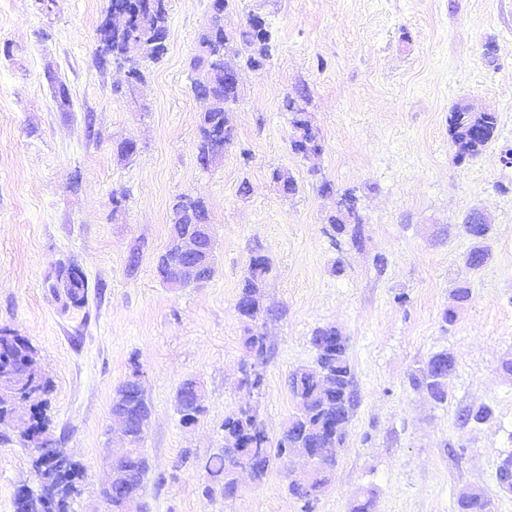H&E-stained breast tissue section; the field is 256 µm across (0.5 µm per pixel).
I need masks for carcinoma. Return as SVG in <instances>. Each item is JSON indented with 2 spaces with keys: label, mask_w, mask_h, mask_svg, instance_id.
<instances>
[{
  "label": "carcinoma",
  "mask_w": 512,
  "mask_h": 512,
  "mask_svg": "<svg viewBox=\"0 0 512 512\" xmlns=\"http://www.w3.org/2000/svg\"><path fill=\"white\" fill-rule=\"evenodd\" d=\"M112 14L129 15L126 25L113 31L115 52L112 64L125 70L133 77L127 83L128 90H134L142 83L144 70L150 63L160 61L167 52V46H150L151 40L162 30L167 29L168 9L161 4L160 9L140 10L130 13L128 0H112ZM217 41L208 52L195 50L190 67L195 74L192 91L199 94L200 88L212 95V101L201 115L199 140L221 142L229 146L234 139L230 124L229 106L225 105L229 91L224 89L225 56L229 53L244 55L246 64L253 67L262 65L271 56V32L258 34L248 23L240 25L232 39L224 37V21L214 22ZM311 96L307 87L299 88L294 94L284 97L282 110L288 113L292 127L291 149L299 154L303 151L314 152L320 147L318 128L309 112ZM499 117L494 112H475L466 103L456 104L448 112V132L454 147L453 160L462 164L477 155L494 140ZM272 181L285 196L298 192L295 179L285 175L281 169L271 172ZM171 221L173 232H194V229L210 223L209 209L201 197L181 196L172 205ZM330 236L345 237L356 248L363 247L362 224L358 205L347 209L336 208L326 218ZM463 232L474 241L466 254V263L477 270L488 258V253L479 245L489 232L486 224L473 221L468 215L462 224ZM156 269L162 280L170 283L179 278V261L173 253V245L158 256ZM270 258L256 250L250 258L247 274L244 276L236 311L246 324V336L243 339L245 357L258 364L250 389L260 391L263 386V366L268 356L269 346L265 325L269 319L284 316V310L263 309L260 304L259 289L272 272ZM472 291L465 284L453 289L451 303L442 312V320L452 324L456 308L471 299ZM311 340L315 343L313 365L301 367L290 378V391L297 401L299 409L288 421L281 437L273 443L260 426L257 415L238 407L224 418V447L211 454L202 464L206 477L203 493L207 496L218 491L226 498L234 497L239 491L238 474L245 473L256 483L264 481L272 466L276 463H288L292 452L297 448H311L319 458L320 468L316 478L305 483L300 479H288V493L304 502L305 505L319 498L330 485L337 463L339 450L344 447L346 434L336 433V425L346 420V412H354L355 403L344 406V390L353 387V372L347 354V341L341 332L332 325L316 328ZM38 352L24 336L0 337V371L6 365L14 364L23 358L31 359L27 369L19 371L21 377H35L41 392L37 400L40 427L49 429V419L42 406L47 404L45 396L51 391V381L42 375L38 365ZM437 367L445 375L455 370V358L441 351L432 355L425 365L415 369L409 376L413 389L427 388L430 399L441 405L448 401V381L425 382L431 368ZM178 408L189 409L182 414L184 422L194 423L204 413L203 405H192L184 388L176 395ZM151 410L143 390L129 379L118 386L112 398V417L125 421L131 433L129 440L135 447L126 449L114 457L111 464V477L104 489L106 500L112 504V512H131L133 503H141L144 497L149 475L152 471L148 456L144 450L136 447L144 436ZM493 411L487 405L470 407L459 415L465 424H477L492 417ZM43 455L36 454L32 466L40 473V486L44 488L50 507L47 512H73L72 505L81 494L83 469L79 462L70 459L58 469L40 468ZM457 512H493L492 501L480 493H463L457 498Z\"/></svg>",
  "instance_id": "cac0c4a2"
}]
</instances>
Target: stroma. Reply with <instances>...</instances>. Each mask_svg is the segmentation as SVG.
Segmentation results:
<instances>
[{"instance_id":"stroma-1","label":"stroma","mask_w":512,"mask_h":512,"mask_svg":"<svg viewBox=\"0 0 512 512\" xmlns=\"http://www.w3.org/2000/svg\"><path fill=\"white\" fill-rule=\"evenodd\" d=\"M209 4L169 0L167 53L133 104L122 74L96 59L109 0H54L47 10L0 0V329L32 342L52 382L50 432L84 468L74 512H112L100 494L105 462L128 445L113 427L112 395L135 373L151 404L141 446L156 481L145 512H351L365 494L372 512H456L469 490L512 512L496 481L512 452V375L501 368L512 357V166L502 161L512 147V0H228L225 28L259 13L276 48L262 68L241 70L235 139L205 168L189 61ZM54 76L70 90L68 110L53 98ZM302 86L322 144L311 159L292 152L281 109ZM459 102L499 116L493 143L461 164L448 134ZM124 138L138 143L129 161L114 149ZM276 168L296 180L295 196L272 182ZM324 179L357 188L363 250L326 234ZM184 194L208 203L216 272L175 290L156 260ZM477 212L492 232L489 259L473 270L461 224ZM257 249L273 265L264 303L286 314L267 324L264 384L251 393L240 383L236 302ZM69 267L87 281L78 305L59 277ZM462 283L472 298L446 324ZM325 325L347 338L357 394L329 490L304 510L284 474L303 468L295 458L261 484L242 479L235 497L203 496L204 473L182 463L183 450L205 458L223 447L224 418L246 401L277 440L297 410L289 377L313 361L311 335ZM442 350L456 367L438 405L409 375ZM188 378L205 391L190 425L175 406ZM479 404L493 418L461 425L459 413ZM23 484H38L31 451L18 429L0 426V512H14Z\"/></svg>"}]
</instances>
